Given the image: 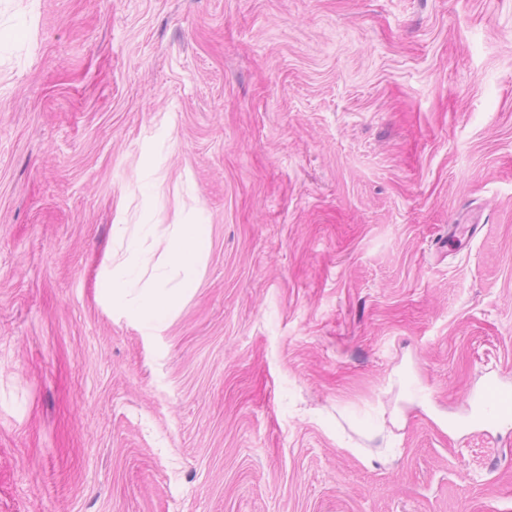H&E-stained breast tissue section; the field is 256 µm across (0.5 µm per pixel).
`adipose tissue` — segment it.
Returning <instances> with one entry per match:
<instances>
[{"label": "adipose tissue", "instance_id": "1", "mask_svg": "<svg viewBox=\"0 0 512 512\" xmlns=\"http://www.w3.org/2000/svg\"><path fill=\"white\" fill-rule=\"evenodd\" d=\"M148 238L154 239L160 249L164 267L182 274L184 281H191L203 258L198 227L194 224L177 225L167 236L160 235L156 225L145 224L140 239L128 241L126 260L112 271L110 299L113 305L147 324L162 321L177 300L176 290L167 287L164 280H157L146 289L141 286L145 275L140 259L141 242Z\"/></svg>", "mask_w": 512, "mask_h": 512}]
</instances>
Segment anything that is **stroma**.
<instances>
[{
	"mask_svg": "<svg viewBox=\"0 0 512 512\" xmlns=\"http://www.w3.org/2000/svg\"><path fill=\"white\" fill-rule=\"evenodd\" d=\"M116 224L202 227L161 324ZM492 376L512 0H0V512H512ZM469 414L466 426L472 433L487 432L485 429L499 425L500 421L512 408V389L503 385L497 378H489L483 388L466 398ZM493 409L495 416L485 413Z\"/></svg>",
	"mask_w": 512,
	"mask_h": 512,
	"instance_id": "obj_1",
	"label": "stroma"
}]
</instances>
